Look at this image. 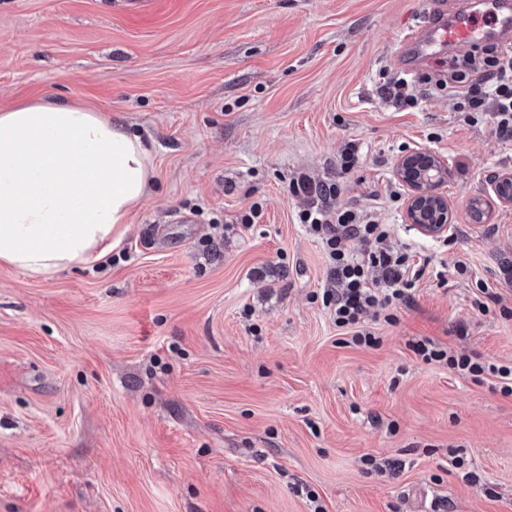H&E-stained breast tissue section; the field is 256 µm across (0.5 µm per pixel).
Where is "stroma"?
<instances>
[{
	"mask_svg": "<svg viewBox=\"0 0 512 512\" xmlns=\"http://www.w3.org/2000/svg\"><path fill=\"white\" fill-rule=\"evenodd\" d=\"M442 4L495 0H0V110L67 100L139 135L152 182L110 257L49 278L0 264V512H512V396L408 347L512 363V141L438 80L503 39L404 44ZM416 74L410 107L380 88ZM359 165L340 175L343 144ZM441 156L457 232L406 222L394 175ZM338 183L428 259L415 304L342 344L314 300L327 265L297 222L299 174ZM482 223H473L472 199ZM262 215L242 228L253 203ZM466 263L458 277L453 269ZM500 303L473 304L477 281ZM465 326L466 337L456 329ZM461 469L443 472L449 455ZM399 461L367 474L366 458Z\"/></svg>",
	"mask_w": 512,
	"mask_h": 512,
	"instance_id": "obj_1",
	"label": "stroma"
}]
</instances>
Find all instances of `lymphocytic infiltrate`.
I'll return each mask as SVG.
<instances>
[{
	"mask_svg": "<svg viewBox=\"0 0 512 512\" xmlns=\"http://www.w3.org/2000/svg\"><path fill=\"white\" fill-rule=\"evenodd\" d=\"M487 65L478 83L467 84L465 74L454 73L448 87L461 96L459 111L489 116L496 137L512 141V57H493ZM290 190L307 198L297 218L320 243L328 262L323 307L351 342L377 345L378 337L366 325L368 316L380 313L385 321H395L396 309L413 304L427 263L415 261L410 247L394 240L388 225L370 209L336 204L337 184H317L303 176ZM411 349L425 363L446 365L473 381L494 377L500 392L512 395V365L484 361L474 352L458 354L429 338L417 339Z\"/></svg>",
	"mask_w": 512,
	"mask_h": 512,
	"instance_id": "f902f5d3",
	"label": "lymphocytic infiltrate"
}]
</instances>
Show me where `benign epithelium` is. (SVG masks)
<instances>
[{"label": "benign epithelium", "instance_id": "7a95c632", "mask_svg": "<svg viewBox=\"0 0 512 512\" xmlns=\"http://www.w3.org/2000/svg\"><path fill=\"white\" fill-rule=\"evenodd\" d=\"M394 175L409 189L406 222L426 236L446 233L448 201L437 192L448 175L443 159L429 150L413 149L397 159Z\"/></svg>", "mask_w": 512, "mask_h": 512}]
</instances>
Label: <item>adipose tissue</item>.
Masks as SVG:
<instances>
[{"label": "adipose tissue", "instance_id": "adipose-tissue-1", "mask_svg": "<svg viewBox=\"0 0 512 512\" xmlns=\"http://www.w3.org/2000/svg\"><path fill=\"white\" fill-rule=\"evenodd\" d=\"M152 176L139 136L84 106L0 111V263L53 275L109 255Z\"/></svg>", "mask_w": 512, "mask_h": 512}]
</instances>
